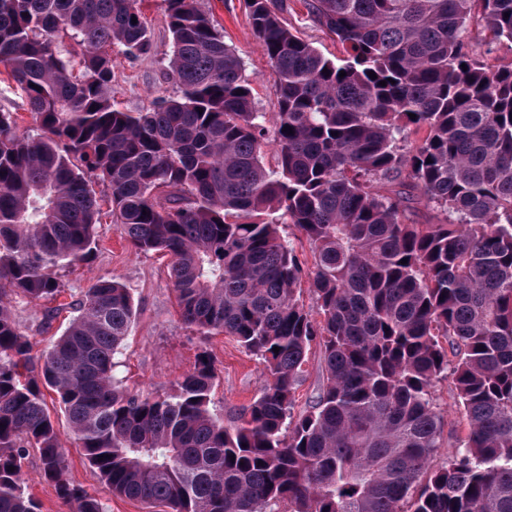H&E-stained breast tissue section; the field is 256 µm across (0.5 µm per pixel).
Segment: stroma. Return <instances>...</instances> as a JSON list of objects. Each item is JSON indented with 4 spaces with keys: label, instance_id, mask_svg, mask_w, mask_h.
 I'll return each instance as SVG.
<instances>
[{
    "label": "stroma",
    "instance_id": "35a3bbf8",
    "mask_svg": "<svg viewBox=\"0 0 512 512\" xmlns=\"http://www.w3.org/2000/svg\"><path fill=\"white\" fill-rule=\"evenodd\" d=\"M204 9L224 32V41L242 58L257 108L277 109L272 68L246 14L244 0H201ZM286 21L292 32L312 43L325 56H341L335 37L316 23L304 0H287ZM141 9L156 47L153 58L130 61L116 59V80L112 96L119 106L134 112L159 95L173 91L166 77L169 33L160 0H143ZM99 250L91 265H78L61 271L66 295L80 297L100 277L113 278L129 288L134 299V319L119 357V371L126 386L142 395L172 393L181 377L193 369L200 352H208L216 367L217 380L211 394V410L224 422H232L261 392L266 382L264 365L232 337L222 334L201 336L185 325L178 314L170 277L169 260L157 253H140L103 216L97 226ZM14 306L23 330L41 353L52 337L60 335L74 316L71 308L54 309L52 301L15 300ZM55 315L49 327H42L47 309ZM69 450L71 476L76 483L97 495L106 512H165L138 500L113 495L99 480L76 449L71 436H64Z\"/></svg>",
    "mask_w": 512,
    "mask_h": 512
}]
</instances>
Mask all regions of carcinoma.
<instances>
[{
	"mask_svg": "<svg viewBox=\"0 0 512 512\" xmlns=\"http://www.w3.org/2000/svg\"><path fill=\"white\" fill-rule=\"evenodd\" d=\"M139 4L0 0V68L37 123L0 111V512H42L32 453L72 512H105L71 477L46 388L112 493L171 512H512V66L466 36L478 17L512 44V0H307L344 50L333 59L283 6L250 0L271 114L200 0H161L177 95L120 109L114 55H155ZM412 127L427 136L408 148ZM97 181L121 234L170 257L182 321L264 364L233 424L211 412L205 351L173 394L124 386L134 301L112 278L33 358L11 298L54 300L59 272L94 260ZM417 200L448 221H407ZM313 342L326 382L296 415ZM442 380L468 425L444 454ZM288 225L289 224L282 226V235L285 237L286 240L290 239L300 259L306 263V266L309 269L312 270L314 258L309 242L294 226Z\"/></svg>",
	"mask_w": 512,
	"mask_h": 512,
	"instance_id": "carcinoma-1",
	"label": "carcinoma"
}]
</instances>
